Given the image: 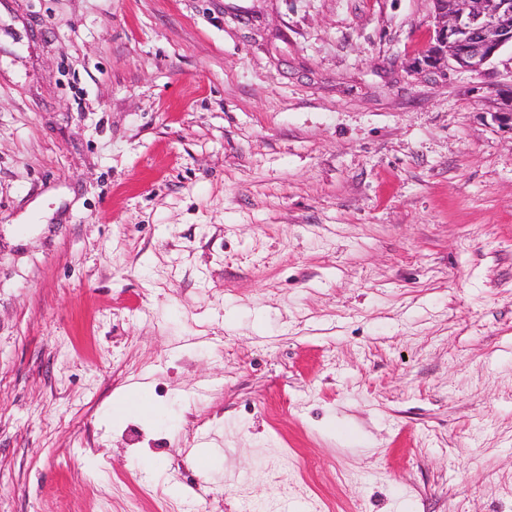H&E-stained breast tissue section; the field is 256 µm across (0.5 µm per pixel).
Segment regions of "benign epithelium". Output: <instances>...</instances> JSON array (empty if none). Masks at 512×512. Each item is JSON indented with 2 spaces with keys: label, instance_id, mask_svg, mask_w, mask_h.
Segmentation results:
<instances>
[{
  "label": "benign epithelium",
  "instance_id": "1",
  "mask_svg": "<svg viewBox=\"0 0 512 512\" xmlns=\"http://www.w3.org/2000/svg\"><path fill=\"white\" fill-rule=\"evenodd\" d=\"M436 42L424 62L476 71L504 45L512 44V0H474L456 9L448 0H432Z\"/></svg>",
  "mask_w": 512,
  "mask_h": 512
}]
</instances>
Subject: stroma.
I'll list each match as a JSON object with an SVG mask.
<instances>
[{"instance_id":"stroma-1","label":"stroma","mask_w":512,"mask_h":512,"mask_svg":"<svg viewBox=\"0 0 512 512\" xmlns=\"http://www.w3.org/2000/svg\"><path fill=\"white\" fill-rule=\"evenodd\" d=\"M434 29L0 0V512H512V45Z\"/></svg>"}]
</instances>
